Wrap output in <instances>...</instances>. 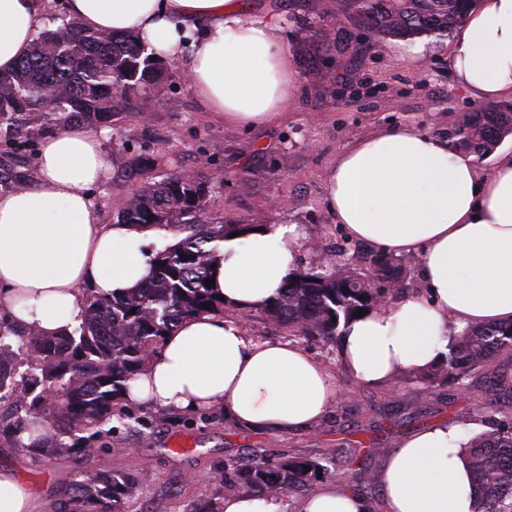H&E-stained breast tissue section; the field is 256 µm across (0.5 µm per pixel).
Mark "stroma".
I'll use <instances>...</instances> for the list:
<instances>
[{
  "label": "stroma",
  "instance_id": "obj_1",
  "mask_svg": "<svg viewBox=\"0 0 512 512\" xmlns=\"http://www.w3.org/2000/svg\"><path fill=\"white\" fill-rule=\"evenodd\" d=\"M258 14L279 18V37L292 58L297 80L288 110L270 123L246 129L214 122L183 79L180 64L167 63L169 81L144 104L145 121L123 113L106 126L116 159L92 195L102 223L117 222L136 188L148 181L207 162L216 185L208 213L228 224H294L304 237V261L315 254L335 257L350 244L355 268L368 272L362 243L347 237L325 206L327 174L338 152L359 139L413 127L437 137L449 116L482 107L460 85L449 64L448 37H424L421 53L405 42L386 40L367 47L361 28L326 13V0H249ZM334 34L337 49L309 72L298 43L294 17ZM41 141L29 137L14 150L0 141V193L32 182ZM329 370L336 400L315 426L270 434L235 426L218 408L178 413L132 405L138 425L121 427L112 447L91 464L98 472L133 474L141 485L125 512H192L211 495L235 493L231 469L252 451L271 457H330L337 482L384 512L376 476L387 454L408 435L440 424L470 437L488 430L489 419H512V350L496 359V374L468 373L463 383L431 385L412 374L381 386H361L340 367L338 349L305 343ZM16 472L50 507L63 476L80 481L73 459H44L0 443V468Z\"/></svg>",
  "mask_w": 512,
  "mask_h": 512
}]
</instances>
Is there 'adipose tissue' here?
<instances>
[{
	"label": "adipose tissue",
	"mask_w": 512,
	"mask_h": 512,
	"mask_svg": "<svg viewBox=\"0 0 512 512\" xmlns=\"http://www.w3.org/2000/svg\"><path fill=\"white\" fill-rule=\"evenodd\" d=\"M91 31L146 40L182 62L190 90L214 119L263 125L286 111L295 70L278 18L248 0H67ZM46 24L43 0H0V75L11 73ZM457 80L481 99H512V0H478L451 50ZM104 135L60 127L39 145L32 184L0 194V310L12 325L47 336L70 331L83 291L108 297L141 287L157 229L104 224L91 190L108 175ZM326 206L346 234L421 259L420 291L355 318L340 359L356 383L380 386L427 368L463 330L512 322V156L481 174L472 155L413 130L358 140L327 175ZM295 225L265 227L218 244L215 289L247 312L275 297L295 272ZM130 402L198 411L222 408L257 432L307 429L336 399L331 374L300 346L257 341L223 316L183 321L130 382ZM377 481L385 512H475L476 488L454 428L405 437ZM0 512H41L14 471L0 469ZM303 512H368L329 483Z\"/></svg>",
	"instance_id": "adipose-tissue-1"
}]
</instances>
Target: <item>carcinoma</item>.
I'll list each match as a JSON object with an SVG mask.
<instances>
[{"mask_svg": "<svg viewBox=\"0 0 512 512\" xmlns=\"http://www.w3.org/2000/svg\"><path fill=\"white\" fill-rule=\"evenodd\" d=\"M477 0H336L378 43L394 38L412 42L423 36L448 37L465 23ZM51 27L37 34L15 70L0 76V122L11 127L27 117L33 135L46 120L57 126L83 124L96 129L123 112H137L150 90L169 78L148 43L128 35L89 31L78 20L52 15ZM326 30L304 37L308 67L329 50ZM442 134L454 152L489 155L512 135V103L494 104L448 120ZM213 176L182 170L145 182L132 194L119 222L173 228L189 224L193 233L157 251L150 274L137 292L88 299L78 325L63 336L33 329L0 330V356L10 355L30 371L0 373V400L23 390L22 411L0 415V439L46 458L67 456L87 465L104 448L112 420L131 418L123 407L128 384L145 368L165 336L183 320L224 311V302L206 286L217 262L215 242L249 224L212 221L207 212ZM371 276L346 265L312 263L292 274L279 295L261 311L294 336L333 346L341 327L359 309L377 306L375 297L389 285L391 299L411 290L393 256L370 258ZM512 350V324L464 331L447 355L417 372L430 383L460 381L475 367L490 370L493 356ZM27 431L32 444L21 442ZM477 488L476 512H512V426L472 437L464 447ZM335 471L316 459L259 457L233 471L238 488L264 496L301 494ZM134 475L95 473L86 482L59 481L49 512H121L132 499Z\"/></svg>", "mask_w": 512, "mask_h": 512, "instance_id": "cac0c4a2", "label": "carcinoma"}]
</instances>
